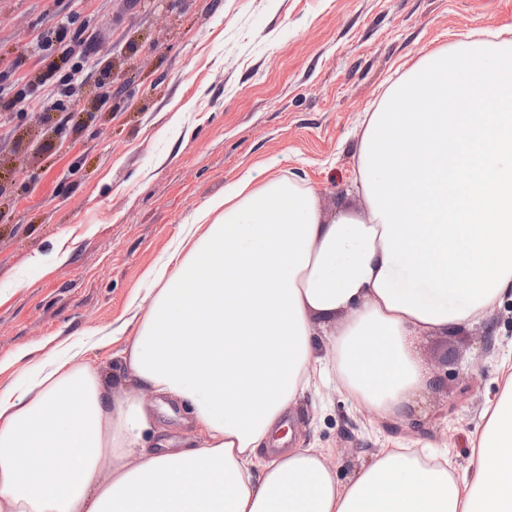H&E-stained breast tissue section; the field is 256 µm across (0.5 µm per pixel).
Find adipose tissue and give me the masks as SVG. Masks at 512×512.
Instances as JSON below:
<instances>
[{"instance_id":"1","label":"adipose tissue","mask_w":512,"mask_h":512,"mask_svg":"<svg viewBox=\"0 0 512 512\" xmlns=\"http://www.w3.org/2000/svg\"><path fill=\"white\" fill-rule=\"evenodd\" d=\"M362 126L359 210L326 218L259 166L182 225L119 352L128 380L62 342L0 390V512H512V368L461 471L384 447L342 482L281 435L330 373L400 415L425 379L413 338L512 299V40L426 54ZM157 402L195 447H148Z\"/></svg>"}]
</instances>
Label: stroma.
I'll return each instance as SVG.
<instances>
[{
    "instance_id": "35a3bbf8",
    "label": "stroma",
    "mask_w": 512,
    "mask_h": 512,
    "mask_svg": "<svg viewBox=\"0 0 512 512\" xmlns=\"http://www.w3.org/2000/svg\"><path fill=\"white\" fill-rule=\"evenodd\" d=\"M77 16L98 47L57 110L68 66L33 38ZM512 32V0H0V72L41 110L0 116V388L87 331L110 335L145 296L181 225L257 165L359 209L364 113L424 54ZM439 385L383 421L330 384L296 404L299 447L328 448L347 481L376 448L468 443L512 352V300L489 321L415 337Z\"/></svg>"
}]
</instances>
